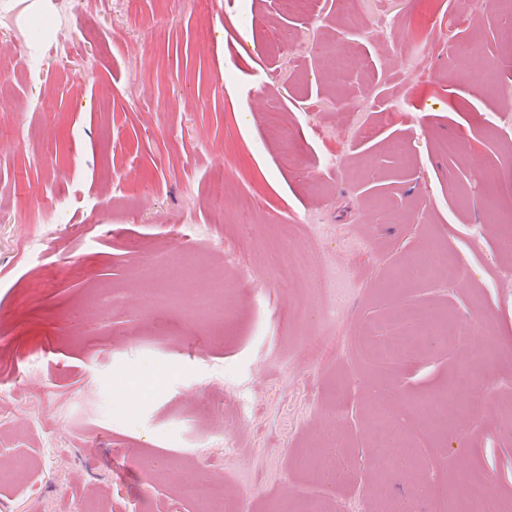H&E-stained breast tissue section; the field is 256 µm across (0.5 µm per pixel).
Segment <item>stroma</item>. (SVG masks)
I'll use <instances>...</instances> for the list:
<instances>
[{
    "label": "stroma",
    "mask_w": 512,
    "mask_h": 512,
    "mask_svg": "<svg viewBox=\"0 0 512 512\" xmlns=\"http://www.w3.org/2000/svg\"><path fill=\"white\" fill-rule=\"evenodd\" d=\"M71 2L68 27L40 32V78L0 88V512H433L428 487L464 470L492 474L512 512V402L497 393L512 281L494 279L512 255L495 125L512 113V16L493 0H360L350 18L341 0L302 15L280 0ZM56 10L0 0L25 41ZM52 219L56 238L25 251ZM272 245L309 251L306 275L270 272ZM228 246L247 280L225 269ZM435 247L457 279L398 278ZM325 260L357 275L334 323ZM216 281L221 315L188 313ZM157 286L170 307L148 305ZM416 331L419 353L380 361L383 339ZM484 345L499 357L467 413L417 409ZM384 398L412 470L387 467L370 429ZM212 480L219 506L177 492Z\"/></svg>",
    "instance_id": "obj_1"
}]
</instances>
